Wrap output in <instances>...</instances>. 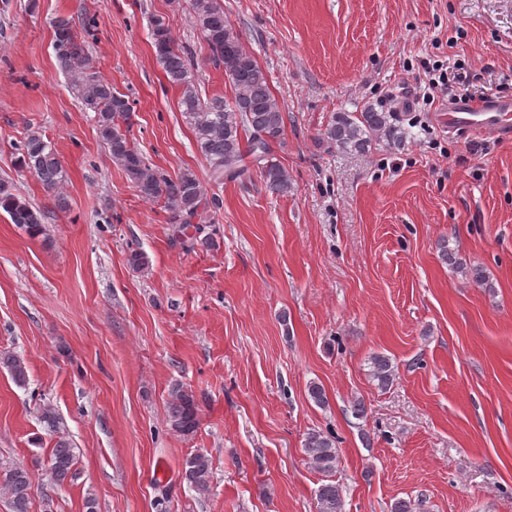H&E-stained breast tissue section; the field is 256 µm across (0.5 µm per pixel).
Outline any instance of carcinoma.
I'll use <instances>...</instances> for the list:
<instances>
[{
	"label": "carcinoma",
	"mask_w": 512,
	"mask_h": 512,
	"mask_svg": "<svg viewBox=\"0 0 512 512\" xmlns=\"http://www.w3.org/2000/svg\"><path fill=\"white\" fill-rule=\"evenodd\" d=\"M192 9L203 41L209 51V60L224 68L232 90V101L215 97L202 100L194 82L191 60L179 47L165 21L160 17L151 22V39L158 62L168 82L180 90V103L186 122L194 132L198 152L209 165V179L215 184L224 179H238L259 170L268 191L286 195L293 183L288 170L274 159L273 145L284 132L282 106L274 97L268 78L254 56L244 46L240 34L224 19V9L218 0H192ZM91 22L83 23L82 31L74 29L67 18L53 21V31L64 38L54 47L58 68L69 78L85 109L95 113L99 140L106 146L113 162L131 181L143 197L165 199L170 223L179 232L194 224L206 222L208 208L215 199L208 197L207 189L197 175L186 169L176 179L164 176L152 167L141 150L131 142L125 125L129 123L133 105L127 95L112 88L93 65L88 51ZM401 112H380L366 107L361 112H338L325 132L328 142L337 148L363 153L374 138L396 141L400 138ZM20 168L34 174L44 188L55 193L60 204H65L59 189L66 171L51 143L42 134L32 131L22 142ZM0 209L36 238L44 234L43 213L27 199L13 192L6 182H0ZM441 259L473 283L486 284V276L476 265L462 260L448 249V241L439 244ZM0 369L6 370L13 381L24 386L28 381L25 358L17 353H0ZM395 369L389 357H373V378L385 389L395 380ZM199 402L195 394L175 386L169 392L167 421L174 432L189 436L196 432ZM41 418L55 434L54 444L42 461L44 471L51 472L52 485L64 488L74 483L79 472L78 459L72 442L60 431L59 418L54 408L45 405ZM304 452L317 471L330 477L341 464L335 437L319 430L305 436ZM183 478L190 488L200 494L209 492L213 478L212 460L207 453L196 451L185 459ZM35 482L25 467L0 465V493L8 496L12 512H30ZM316 499L319 512H342L339 486L329 481L318 486Z\"/></svg>",
	"instance_id": "cac0c4a2"
}]
</instances>
